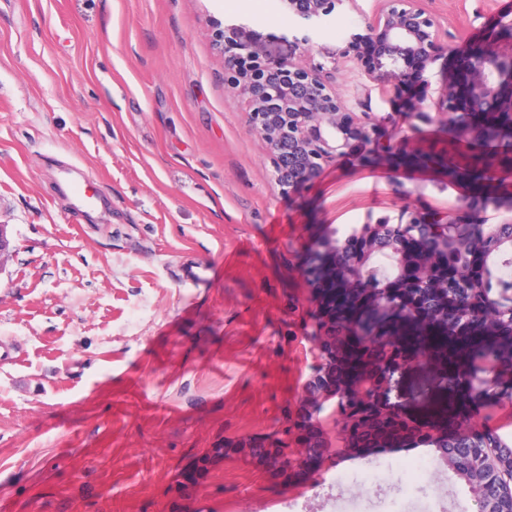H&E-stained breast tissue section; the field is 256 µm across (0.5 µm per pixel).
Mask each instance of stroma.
Returning <instances> with one entry per match:
<instances>
[{
	"mask_svg": "<svg viewBox=\"0 0 512 512\" xmlns=\"http://www.w3.org/2000/svg\"><path fill=\"white\" fill-rule=\"evenodd\" d=\"M452 36L427 73L485 45L512 0H421ZM381 0L308 23L281 0H0V512H351V472L432 459L436 512H476L468 483L421 441L345 447L334 404L314 419L326 452L287 480L264 448L299 415L319 313L300 264L315 228L432 223L468 193L448 173L361 164L356 147L282 193L217 29L340 44ZM351 111L408 134L401 99L336 65ZM101 203L67 223L71 185ZM210 267L204 285L182 283ZM225 455L207 461L210 449ZM195 481H187L188 473Z\"/></svg>",
	"mask_w": 512,
	"mask_h": 512,
	"instance_id": "35a3bbf8",
	"label": "stroma"
}]
</instances>
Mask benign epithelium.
<instances>
[{
    "label": "benign epithelium",
    "instance_id": "benign-epithelium-1",
    "mask_svg": "<svg viewBox=\"0 0 512 512\" xmlns=\"http://www.w3.org/2000/svg\"><path fill=\"white\" fill-rule=\"evenodd\" d=\"M344 0H283L289 14L305 21L323 19L343 5ZM437 19L421 5V0H383V5L366 32L353 33L336 46H322L312 52L306 36L292 40L293 49L282 53L270 42L245 37L232 25L217 33L216 42L224 53L225 67L232 87L249 104L253 129L269 146L271 165L282 192L289 193L301 182L318 178L322 164L333 161L358 139L371 145V156L385 159L388 170L397 171L398 156L412 154V139L382 142L379 126L369 114L349 111L333 85L336 60L350 58L363 68L369 79L391 83L396 94L408 84L428 85L425 74L437 57L450 49ZM321 57L314 60V55ZM419 92L405 102L413 133L442 117L448 138L461 149L456 160L464 163L475 154H484L488 175L495 186L507 192L492 199L496 210L512 212V131L503 138L494 135L496 119L512 115V52L495 44L474 51L460 64L457 78L437 100L426 104ZM435 243L412 255L399 243L391 251L399 257L401 269H409L411 279L400 278V286H415V294L397 307L387 298L375 296L363 317L400 319L411 325H432L442 330L447 318L448 288L436 278L439 257L448 253L447 233L433 230ZM308 246L322 257L321 271L312 290L321 319L315 321L307 340L316 354L315 374L302 388L300 409L303 425L275 438L268 448H242L240 452L264 459L283 478L289 479L315 467L322 459L321 441L310 436L313 418L321 413L331 396L364 403L371 417L374 435L358 442L353 437L354 420L342 407H336V424L346 433V447L384 445L391 440H411L419 435L412 426L403 429L386 425L395 410L391 393L407 388L421 371L439 381L448 373L447 350L420 342L418 336H384L380 329L360 332L361 360L369 363V374L355 381L351 349H343L336 360L339 337L326 323L336 320V287L349 295L361 288L358 262L350 264L341 282H336V229L320 227ZM397 374V388L391 390L388 377ZM477 494L478 512H504L499 505L503 493L512 496V456L489 450L482 461L449 463Z\"/></svg>",
    "mask_w": 512,
    "mask_h": 512
}]
</instances>
